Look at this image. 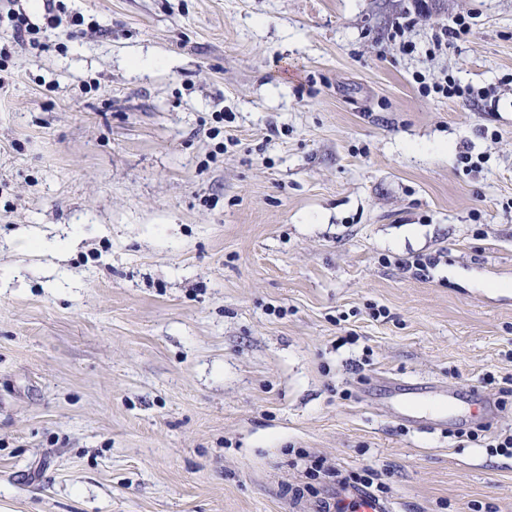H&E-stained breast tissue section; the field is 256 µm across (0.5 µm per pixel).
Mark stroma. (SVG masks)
Returning <instances> with one entry per match:
<instances>
[{"mask_svg":"<svg viewBox=\"0 0 512 512\" xmlns=\"http://www.w3.org/2000/svg\"><path fill=\"white\" fill-rule=\"evenodd\" d=\"M21 6L86 30L0 63V512H314L297 448L512 512V457L377 409L441 381L512 429V0ZM470 31L469 15L462 13L455 15L450 23L438 26V30H436L431 39L432 43L428 49L429 53H447L448 49H451L458 41L467 37ZM433 88L437 94H440L442 97L451 100H462L469 102L477 98L480 101H484L488 96L487 90H475L471 86H462L456 82L454 78L448 77V75H446L441 82L435 84Z\"/></svg>","mask_w":512,"mask_h":512,"instance_id":"stroma-1","label":"stroma"}]
</instances>
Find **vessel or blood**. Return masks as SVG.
<instances>
[{"instance_id":"vessel-or-blood-1","label":"vessel or blood","mask_w":512,"mask_h":512,"mask_svg":"<svg viewBox=\"0 0 512 512\" xmlns=\"http://www.w3.org/2000/svg\"><path fill=\"white\" fill-rule=\"evenodd\" d=\"M391 402L382 410L413 429H437L458 421V394L452 387L419 386L415 383L390 380ZM347 512H389L386 503L367 491H353L341 496Z\"/></svg>"}]
</instances>
